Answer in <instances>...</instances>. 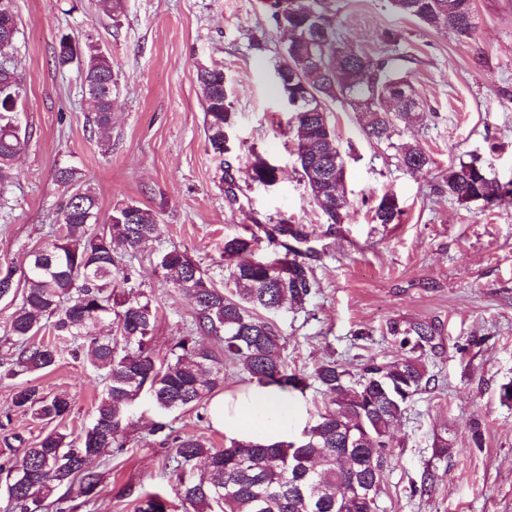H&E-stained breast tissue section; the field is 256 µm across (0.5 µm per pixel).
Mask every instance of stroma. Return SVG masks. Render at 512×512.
I'll list each match as a JSON object with an SVG mask.
<instances>
[{
    "label": "stroma",
    "mask_w": 512,
    "mask_h": 512,
    "mask_svg": "<svg viewBox=\"0 0 512 512\" xmlns=\"http://www.w3.org/2000/svg\"><path fill=\"white\" fill-rule=\"evenodd\" d=\"M329 3L346 47L392 58L408 76L421 109L400 124V139L435 162L404 171L393 150L365 138L350 107L329 103L351 203L345 222L332 225L295 163L292 114L274 73L287 37L260 0H125L113 19L100 0H16L20 34L12 54L27 90L29 137L17 176L0 195V269L23 270L27 252L54 238L69 194L54 173L65 164L80 168L101 216L136 204L164 226L159 240L125 258L159 311L151 349L160 363L194 328V304L157 269L160 252H186L223 288L225 237L282 219L302 225L317 288L304 307L289 305L273 317L289 372L309 375L333 361L356 374L366 363L400 359L405 349L388 330L395 321L426 323L438 333L436 348L423 355L431 381L389 436L379 512H512V403L500 400L502 385L512 383V207L462 205L438 188L439 172L473 155L499 181H512V0H474L479 32L472 40L402 17L391 0ZM67 33L92 38L112 58L107 136L87 122L78 67L55 63ZM201 66L223 70L236 114L231 151L222 158L205 133ZM258 157L279 166L275 185L251 180ZM388 191L404 211L397 224L373 219ZM72 350L63 343L55 368L30 377L43 393L68 394L64 419L41 421L16 409L14 380H0V456H21L53 429L79 439L92 424L106 371ZM160 419L166 431L157 434ZM475 420L484 432L478 446L470 433ZM167 435L224 445L207 408L160 418L142 398L123 449L93 462L102 493L75 512H135L137 495L157 490L165 491L169 512H184L170 482ZM440 438L448 456L435 454Z\"/></svg>",
    "instance_id": "stroma-1"
}]
</instances>
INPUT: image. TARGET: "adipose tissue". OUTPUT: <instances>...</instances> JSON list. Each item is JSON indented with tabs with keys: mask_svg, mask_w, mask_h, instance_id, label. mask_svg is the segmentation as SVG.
I'll return each mask as SVG.
<instances>
[{
	"mask_svg": "<svg viewBox=\"0 0 512 512\" xmlns=\"http://www.w3.org/2000/svg\"><path fill=\"white\" fill-rule=\"evenodd\" d=\"M212 424L227 437L273 443L287 439L291 429L300 427L303 407L273 386H253L236 400L224 395L209 403Z\"/></svg>",
	"mask_w": 512,
	"mask_h": 512,
	"instance_id": "adipose-tissue-1",
	"label": "adipose tissue"
}]
</instances>
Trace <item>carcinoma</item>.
Wrapping results in <instances>:
<instances>
[{
	"label": "carcinoma",
	"instance_id": "carcinoma-1",
	"mask_svg": "<svg viewBox=\"0 0 512 512\" xmlns=\"http://www.w3.org/2000/svg\"><path fill=\"white\" fill-rule=\"evenodd\" d=\"M285 25L296 34L278 64L297 74L278 82L281 95L304 97L313 89L324 99L346 103L357 114L366 138L394 148L400 165L409 172L434 164L414 144L393 142L399 122L413 118L419 107L412 83L398 77L388 59L343 50L334 16L321 0H280ZM396 13L431 28H451L461 38L477 31L473 0H392ZM0 16V189L13 178V161L27 143L20 114L25 88L7 49L19 34L13 19L10 34ZM321 59L333 80L318 82L311 58ZM58 66L78 63L88 92L92 132L106 134L112 126V60L100 47L80 43L69 34L59 38L54 53ZM205 100V125L214 151L228 150L225 133L236 113L224 90V72L216 67L197 70ZM296 162L316 205L330 224H341L350 203L345 187V161L336 133L325 112H298ZM252 179H277L267 161L255 159ZM57 182L73 189L62 209L61 234L29 254L23 276L22 303L14 311L9 335L14 352L3 375L10 378L50 370L59 361L56 344L36 340L49 320L54 335L86 349L91 363L107 369V383L94 420L78 444L52 430L24 449L21 457L0 464L5 475L4 494L19 512H42L56 491L66 494L54 501L57 512H72L68 493L76 491L83 503L99 493L102 474L92 467L104 449L123 448L122 439L133 410L148 396L161 414L191 410L224 385V361L242 366L247 380L282 391L302 390L308 379L318 382L328 409L296 441L265 444L230 438L222 448H211L197 436L175 437L170 478L188 512H378L377 500H356L364 484L380 485L386 462V436L405 405L429 383L422 361L426 348L435 347V329L416 323L404 329L393 323L392 335H403L409 355L386 364H368L358 378L334 361L316 367L310 377L288 373L281 335L266 317L284 305L303 306L317 288L308 254L283 245L271 256L244 260L261 242L291 236L305 243L308 233L283 220L270 227L224 240V261L230 267L233 289L216 287L199 265L174 248L157 262L167 282L190 296L196 306L195 329L177 339L171 358L156 366L150 340L158 310L140 289L136 274L124 266L125 256L162 234V225L137 205L116 206L106 226L99 227L95 193L75 166L56 169ZM448 198L459 203L483 202L512 206V186L502 184L479 157L448 166L441 174ZM401 209L395 194L387 192L374 207L378 224H395ZM263 235H258V232ZM110 327L106 335L90 328ZM210 337L222 353L201 342ZM13 406L40 420L64 419L70 409L65 393L47 396L38 387L21 384ZM137 512H168V502L157 493L140 496Z\"/></svg>",
	"mask_w": 512,
	"mask_h": 512
}]
</instances>
